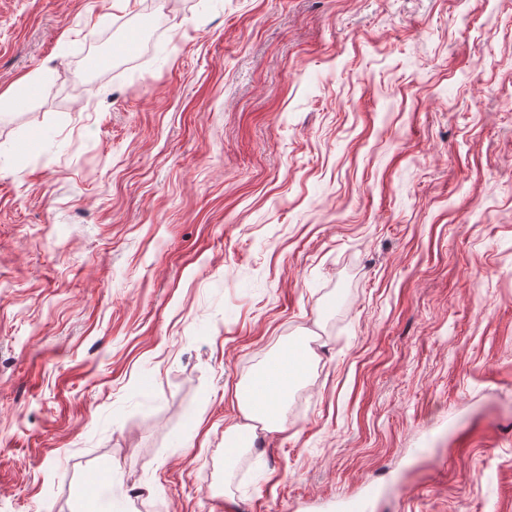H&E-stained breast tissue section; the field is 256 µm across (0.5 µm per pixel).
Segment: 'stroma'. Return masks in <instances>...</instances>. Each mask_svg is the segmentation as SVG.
Masks as SVG:
<instances>
[{"label":"stroma","instance_id":"obj_1","mask_svg":"<svg viewBox=\"0 0 512 512\" xmlns=\"http://www.w3.org/2000/svg\"><path fill=\"white\" fill-rule=\"evenodd\" d=\"M29 75L0 512H512V0H0ZM299 352L298 345L284 348L270 362H268L245 386L247 391H251L255 401L246 397L244 389L238 387L236 397L242 413L248 420L259 421L263 423V429L280 430L283 427L281 418L282 400L299 383L305 374L306 356ZM298 353L301 356L303 370L288 369V358L291 354ZM282 365L284 371L275 381L265 382L264 378L267 370Z\"/></svg>","mask_w":512,"mask_h":512}]
</instances>
